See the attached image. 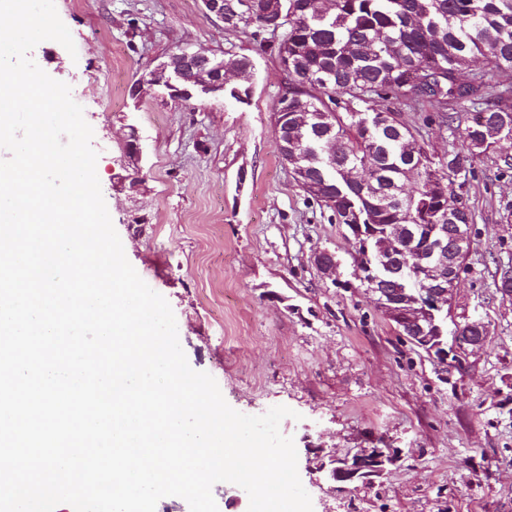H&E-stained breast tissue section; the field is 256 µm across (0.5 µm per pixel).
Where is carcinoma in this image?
Here are the masks:
<instances>
[{
  "label": "carcinoma",
  "mask_w": 512,
  "mask_h": 512,
  "mask_svg": "<svg viewBox=\"0 0 512 512\" xmlns=\"http://www.w3.org/2000/svg\"><path fill=\"white\" fill-rule=\"evenodd\" d=\"M224 0L227 28L255 36L266 26L268 0ZM284 17L264 49L277 58L282 88L294 97L273 112L279 155L295 154L291 173L309 199L339 224H361L368 244H354V268L372 258L374 234L401 227L409 287H424L417 261L434 228L473 214L453 189L465 163L495 151L512 135V0H283ZM429 104L439 125H464L445 157L430 153L400 105ZM453 103L459 111L448 113ZM388 112L392 119L381 124Z\"/></svg>",
  "instance_id": "1"
}]
</instances>
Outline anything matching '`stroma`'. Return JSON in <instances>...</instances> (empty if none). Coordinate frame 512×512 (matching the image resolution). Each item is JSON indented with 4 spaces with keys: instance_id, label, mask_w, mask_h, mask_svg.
<instances>
[{
    "instance_id": "1",
    "label": "stroma",
    "mask_w": 512,
    "mask_h": 512,
    "mask_svg": "<svg viewBox=\"0 0 512 512\" xmlns=\"http://www.w3.org/2000/svg\"><path fill=\"white\" fill-rule=\"evenodd\" d=\"M75 53L44 41L31 58L67 83L94 131L96 172L125 255L170 304L192 369L247 415L292 409L313 512H512V170L496 156L453 179L470 207L471 247L455 317L480 313L486 344L442 371L403 339L361 288L345 225L309 201L276 147L274 56L251 35L204 18L201 0H55ZM233 50L254 63L245 103H184L130 85L170 50ZM138 135L141 158L126 144ZM335 253L336 280L313 258ZM380 446L378 477L336 487L315 467Z\"/></svg>"
}]
</instances>
